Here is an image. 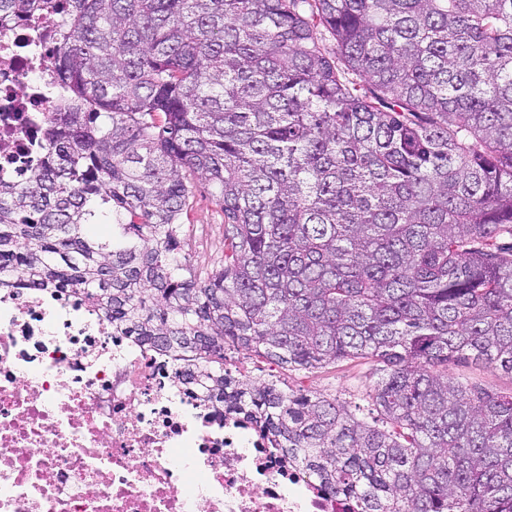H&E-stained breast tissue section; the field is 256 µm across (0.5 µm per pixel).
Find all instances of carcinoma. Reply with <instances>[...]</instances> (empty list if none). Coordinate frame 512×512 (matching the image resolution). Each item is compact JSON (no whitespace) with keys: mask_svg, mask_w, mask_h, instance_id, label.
<instances>
[{"mask_svg":"<svg viewBox=\"0 0 512 512\" xmlns=\"http://www.w3.org/2000/svg\"><path fill=\"white\" fill-rule=\"evenodd\" d=\"M59 2L62 107L26 181L0 176V282L85 294L220 404L229 343L372 359L379 426L229 398L352 512H512V393L445 373L512 374V0ZM196 176L224 210L204 279L181 258ZM103 210L142 246L89 239ZM448 378L497 393L512 392V376L510 373L493 370L471 361L448 363Z\"/></svg>","mask_w":512,"mask_h":512,"instance_id":"cac0c4a2","label":"carcinoma"}]
</instances>
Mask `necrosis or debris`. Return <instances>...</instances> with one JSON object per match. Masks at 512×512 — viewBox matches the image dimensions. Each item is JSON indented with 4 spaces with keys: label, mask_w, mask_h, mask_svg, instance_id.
<instances>
[{
    "label": "necrosis or debris",
    "mask_w": 512,
    "mask_h": 512,
    "mask_svg": "<svg viewBox=\"0 0 512 512\" xmlns=\"http://www.w3.org/2000/svg\"><path fill=\"white\" fill-rule=\"evenodd\" d=\"M61 24L0 19V172L15 178L60 105ZM179 369L80 295L0 286V512H352Z\"/></svg>",
    "instance_id": "1"
}]
</instances>
